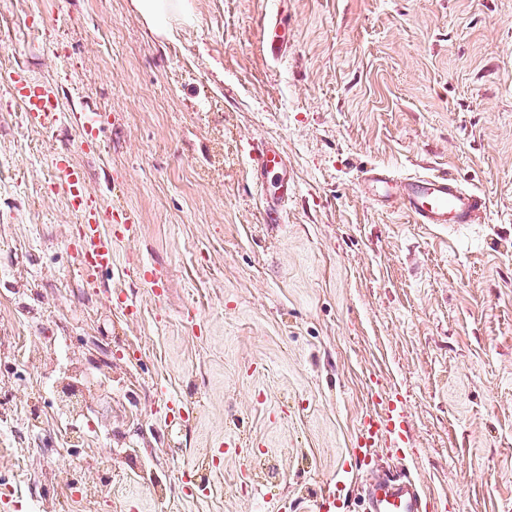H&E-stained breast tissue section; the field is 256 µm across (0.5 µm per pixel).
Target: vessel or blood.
<instances>
[{
  "label": "vessel or blood",
  "instance_id": "b4317fda",
  "mask_svg": "<svg viewBox=\"0 0 512 512\" xmlns=\"http://www.w3.org/2000/svg\"><path fill=\"white\" fill-rule=\"evenodd\" d=\"M17 97L24 105L31 124L53 130L59 120V98L49 84L31 81L25 73L12 80ZM55 167L60 183L79 216L77 239L73 249L88 280H95L114 264L113 244L134 238L139 225L124 207L109 210L108 222L87 200L86 178L82 170L57 159ZM253 181L260 191L268 223H280L289 194L296 188L288 169L286 155L277 142L269 141L251 158ZM359 183L375 204L397 207L417 224L461 226L477 223L487 209L479 192L466 188L452 174H419L400 177L383 168L362 170ZM409 433V420L399 394L375 393L369 411L362 419L351 458L370 466L377 448L399 454ZM367 512H429L437 496L425 491L420 480L404 466L397 465L373 476L364 488ZM347 497L342 490L326 491L314 497L310 512H343Z\"/></svg>",
  "mask_w": 512,
  "mask_h": 512
}]
</instances>
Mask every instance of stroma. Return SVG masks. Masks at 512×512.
I'll use <instances>...</instances> for the list:
<instances>
[{"instance_id":"obj_1","label":"stroma","mask_w":512,"mask_h":512,"mask_svg":"<svg viewBox=\"0 0 512 512\" xmlns=\"http://www.w3.org/2000/svg\"><path fill=\"white\" fill-rule=\"evenodd\" d=\"M190 7L162 37L133 0H0V512H278L339 480L363 512L349 450L375 386L403 400L432 512H512V0ZM18 63L57 89L54 135L13 95ZM268 139L296 181L280 224L250 180ZM61 153L139 223L92 283ZM370 167L452 173L488 208L413 223L363 193ZM164 391L190 420L158 414ZM77 405L96 436L66 433ZM229 431L240 455L213 462Z\"/></svg>"}]
</instances>
